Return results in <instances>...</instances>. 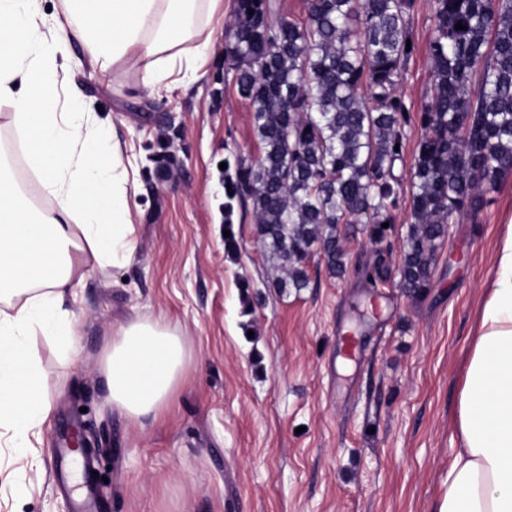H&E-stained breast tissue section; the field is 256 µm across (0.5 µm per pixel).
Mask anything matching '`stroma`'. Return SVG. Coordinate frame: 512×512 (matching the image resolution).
<instances>
[{"instance_id":"obj_1","label":"stroma","mask_w":512,"mask_h":512,"mask_svg":"<svg viewBox=\"0 0 512 512\" xmlns=\"http://www.w3.org/2000/svg\"><path fill=\"white\" fill-rule=\"evenodd\" d=\"M233 12L234 0H220L202 77L166 89L134 70L100 72L71 42L75 63L57 90L102 108L122 145L137 249L117 266L76 251L69 308L79 360L55 337L29 338L51 411L30 447L0 432V512H71L53 469L59 433L73 421L95 450L101 512H437L496 243L512 223V176L486 187L476 217L449 225L421 293L399 284L407 196L382 242L364 225H342L343 277H330L315 254L307 288L269 287L251 214L234 210L238 248L224 244L220 165L262 151L224 75ZM432 29L431 0H415L399 87L414 108L432 84ZM165 129L179 165L161 180L150 156ZM380 258L386 279L374 285L361 270ZM135 316L176 328L189 351L184 381L142 425L113 408L104 374L114 334ZM344 328L363 339L349 363L337 356Z\"/></svg>"}]
</instances>
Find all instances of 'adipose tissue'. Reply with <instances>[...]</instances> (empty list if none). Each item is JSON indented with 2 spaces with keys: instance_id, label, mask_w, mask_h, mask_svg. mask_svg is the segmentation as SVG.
Listing matches in <instances>:
<instances>
[{
  "instance_id": "1",
  "label": "adipose tissue",
  "mask_w": 512,
  "mask_h": 512,
  "mask_svg": "<svg viewBox=\"0 0 512 512\" xmlns=\"http://www.w3.org/2000/svg\"><path fill=\"white\" fill-rule=\"evenodd\" d=\"M66 23L100 71L140 69L160 89L173 75L195 80L211 45L214 0H59ZM68 39L48 27L39 0H0V105L21 130L26 161L56 209L32 213L9 157L0 151V294L16 304L0 318V429L28 440L51 406L27 338L56 337L79 359L77 322L65 308L77 284L71 251L85 242L101 265L136 249L119 146L76 98L59 110L53 92L71 59ZM188 351L161 321L122 325L105 358L113 407L133 421L157 417L183 381ZM457 447L438 512H512V225L496 246L495 276L458 393Z\"/></svg>"
}]
</instances>
